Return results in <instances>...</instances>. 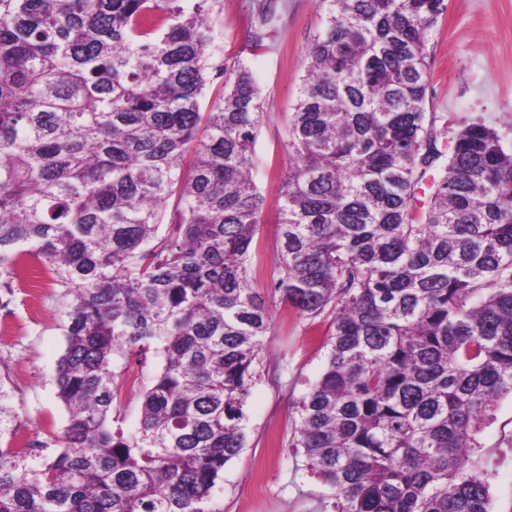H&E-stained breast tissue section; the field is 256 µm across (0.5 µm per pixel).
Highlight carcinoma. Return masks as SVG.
Listing matches in <instances>:
<instances>
[{
	"label": "carcinoma",
	"mask_w": 512,
	"mask_h": 512,
	"mask_svg": "<svg viewBox=\"0 0 512 512\" xmlns=\"http://www.w3.org/2000/svg\"><path fill=\"white\" fill-rule=\"evenodd\" d=\"M208 0H0V289H61V434L0 448V512H223L272 312L253 288L260 88L213 62ZM254 47L276 18L259 0ZM288 113L267 287L327 323L289 445L330 512H491L480 454L512 398V150L426 111L445 0H320ZM224 93L207 112L213 77ZM191 157V167L183 161ZM162 364L138 429L114 426ZM18 418L0 384V437ZM161 356L152 350L147 354L146 361H137V356L129 358L128 365L140 377V387L128 391L124 395L123 411L120 417V426L125 433L134 432L138 426L141 416L142 390L149 386L161 366Z\"/></svg>",
	"instance_id": "1"
}]
</instances>
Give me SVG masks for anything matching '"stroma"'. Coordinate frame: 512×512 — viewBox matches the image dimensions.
<instances>
[{
  "label": "stroma",
  "mask_w": 512,
  "mask_h": 512,
  "mask_svg": "<svg viewBox=\"0 0 512 512\" xmlns=\"http://www.w3.org/2000/svg\"><path fill=\"white\" fill-rule=\"evenodd\" d=\"M427 47L426 109L436 113L437 131H457L477 120L495 127L512 148V0H446ZM256 0H214L210 13L216 63H245L261 91L264 124L256 144L253 178L264 195L263 224L254 266H265L277 245L278 186L288 168L284 149L287 116L305 70L306 47L322 26L318 0H277L275 31L264 47L253 48ZM255 286L270 297L273 325L265 340L264 374L246 400L249 445L224 470L214 491L222 512H323L326 488L290 448L294 432L291 402L315 383L324 368L325 327L309 324L300 312L273 298L264 279ZM65 321L57 291L45 289L41 308L31 311L26 288L14 290L0 318V381L18 413L15 435L42 439L61 433L67 412L54 384L65 348ZM139 389L126 392L120 425L134 432L141 416L142 389L161 366L156 353L130 359ZM512 431V399L499 402L483 432V453L496 470L493 512H512V448L500 444Z\"/></svg>",
  "instance_id": "35a3bbf8"
}]
</instances>
